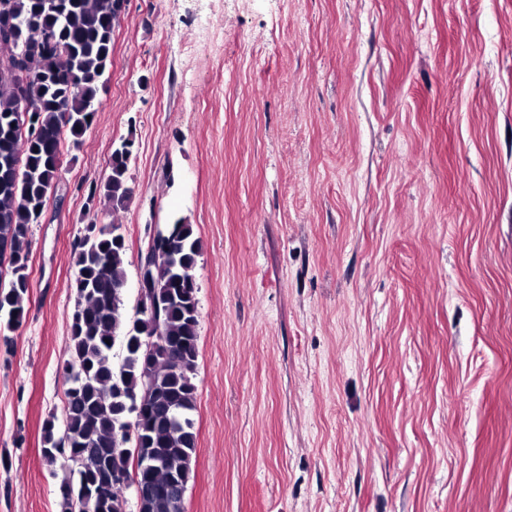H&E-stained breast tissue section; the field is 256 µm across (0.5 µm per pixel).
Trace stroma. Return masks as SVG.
Returning <instances> with one entry per match:
<instances>
[{"label": "stroma", "mask_w": 512, "mask_h": 512, "mask_svg": "<svg viewBox=\"0 0 512 512\" xmlns=\"http://www.w3.org/2000/svg\"><path fill=\"white\" fill-rule=\"evenodd\" d=\"M125 209L91 217L120 140ZM193 270L185 512H512V0H127L0 336V512H62L73 246ZM160 227V225L157 227L153 236L156 239L147 251L152 263L156 264L159 261L162 267L173 263L187 278L194 277L192 271L201 252V241L195 236L192 225L186 224L182 220H176L168 226L165 234L172 231V235L165 241L161 239L160 234L157 236ZM169 271V275L181 276L175 267H170Z\"/></svg>", "instance_id": "obj_1"}]
</instances>
